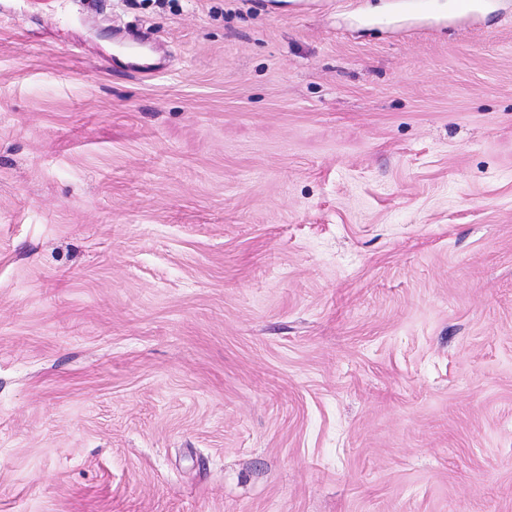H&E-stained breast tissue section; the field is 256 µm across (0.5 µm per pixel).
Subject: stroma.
<instances>
[{
  "mask_svg": "<svg viewBox=\"0 0 512 512\" xmlns=\"http://www.w3.org/2000/svg\"><path fill=\"white\" fill-rule=\"evenodd\" d=\"M0 0V512H512V0Z\"/></svg>",
  "mask_w": 512,
  "mask_h": 512,
  "instance_id": "1",
  "label": "stroma"
}]
</instances>
